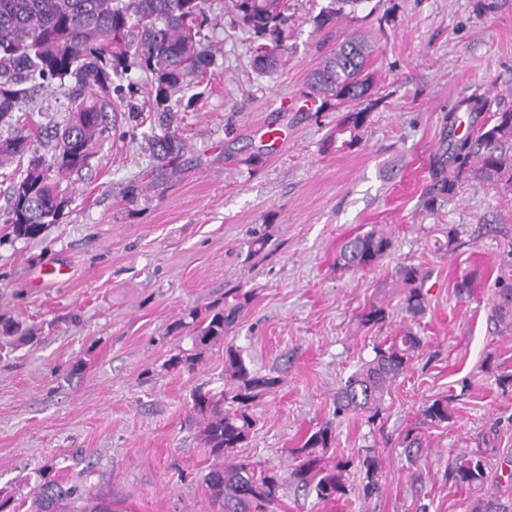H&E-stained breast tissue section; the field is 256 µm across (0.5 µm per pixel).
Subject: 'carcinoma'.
I'll return each mask as SVG.
<instances>
[{
    "instance_id": "1",
    "label": "carcinoma",
    "mask_w": 512,
    "mask_h": 512,
    "mask_svg": "<svg viewBox=\"0 0 512 512\" xmlns=\"http://www.w3.org/2000/svg\"><path fill=\"white\" fill-rule=\"evenodd\" d=\"M366 0H328L317 16L322 28L333 27L345 8L355 11ZM236 22L256 38L254 63L264 74L274 73L288 49L283 37L288 0H231ZM210 0H0V164L27 160L20 180L7 191L3 223L17 239L35 240L56 224L66 206L56 175L79 174L89 165L98 143L111 125V114L124 106L127 95L146 85L160 133L151 136L153 155L160 167L175 164L185 145L175 126L172 98L183 112L196 110L203 95L199 88L215 73L217 50L204 33L214 28ZM367 43L347 36L307 80L304 94L319 109L354 106L370 95L374 78L369 71ZM59 89L67 95L68 118L54 133L50 159L37 155L22 105L34 102L38 91ZM467 118L479 124L477 135L458 134L463 119L451 111L445 117L442 145L430 159L434 193L452 196L465 180L504 192L512 191V110L496 113L494 121H480L483 98L464 99ZM368 113L347 112L327 139L325 149L342 152L358 145ZM391 235L372 228L347 238L336 251V268L365 272L389 255ZM428 274L419 266L403 265L393 275L401 310L410 320L427 310L424 283ZM489 321L497 332L512 334V241L503 251ZM251 301L240 287L224 290V305L201 314L191 310L170 332L179 334L176 353L167 365L191 373L205 353L224 345V376L219 393H192V410L199 417L200 434L214 464L203 483L219 512H272L288 481L312 490L322 501L346 494L344 479L349 462L326 463L334 444L326 424L307 434L293 449L299 463L284 475L272 467L256 466L233 455L251 437L256 425L252 407L272 393L280 378L253 370L224 335L238 313ZM390 318L389 305L376 300L357 315L361 328H380ZM36 340L23 322L0 315V343L22 345ZM423 345L411 328L386 337L373 346L374 356L362 361L340 380L334 398L338 418L360 416L373 423L382 415L385 398L406 375ZM455 396L442 395L420 409V424L439 426L453 417ZM490 448L479 447L452 469L455 485L473 495L469 512H512V500H503L486 487ZM364 471V491H379L381 461L374 451L358 456ZM27 512H112L103 497L84 486L64 481L54 466L37 469Z\"/></svg>"
}]
</instances>
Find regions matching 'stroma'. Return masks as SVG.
<instances>
[{
    "label": "stroma",
    "instance_id": "35a3bbf8",
    "mask_svg": "<svg viewBox=\"0 0 512 512\" xmlns=\"http://www.w3.org/2000/svg\"><path fill=\"white\" fill-rule=\"evenodd\" d=\"M327 3L289 0L288 52L266 75L228 0H213L209 35L222 68L197 111L181 115L187 150L178 168L155 170L151 120L130 141L120 112L88 166L62 181L69 203L60 223L31 241L0 223V313L38 336L0 352V492L17 512L48 461L116 512H215L191 393L223 388L225 345L209 349L194 373L171 370L164 332L236 285L253 298L226 344L282 377L255 403V430L239 456L293 466L290 449L329 422L331 455L350 461L374 448L382 461L376 495L364 497V474L349 466L345 496L323 503L291 484L274 512H467L468 496L448 473L485 437L497 446L488 482L512 499V390L496 381L498 365L512 364V335L487 320L503 243L492 227L512 225V193L470 180L455 196H433L429 165L462 99L512 109V0H365L341 20L337 33L373 45L376 85L363 103L360 144L337 154L323 142L342 111L316 110L303 97L323 57L327 33L314 20ZM285 97L294 101L287 110ZM36 103L32 130L47 158L68 100L51 89ZM132 185L142 188L133 201L124 194ZM451 224L464 229L456 249L436 250ZM376 226L390 233L391 253L372 270L337 271L341 243ZM262 235L263 253L250 255ZM410 264L429 273L427 310L413 323L390 286ZM51 267L63 276L32 285ZM466 274L474 292L461 297L454 285ZM376 299L388 302L389 322L359 328L357 313ZM407 326L423 347L381 419L334 420L339 380ZM445 394L456 397L452 420L431 429L423 448H405L422 406Z\"/></svg>",
    "mask_w": 512,
    "mask_h": 512
}]
</instances>
